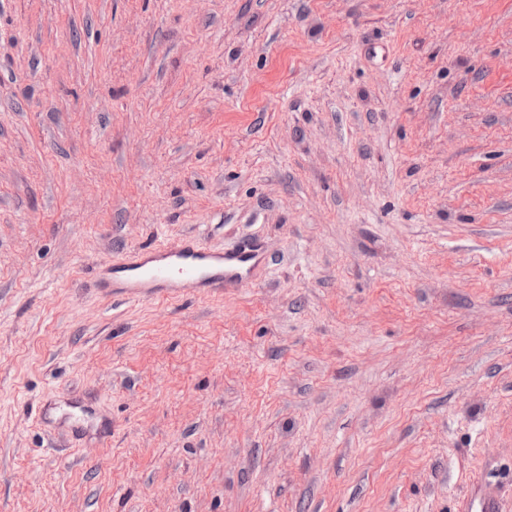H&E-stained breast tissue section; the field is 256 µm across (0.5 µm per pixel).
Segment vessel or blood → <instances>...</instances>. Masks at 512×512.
<instances>
[{
  "label": "vessel or blood",
  "mask_w": 512,
  "mask_h": 512,
  "mask_svg": "<svg viewBox=\"0 0 512 512\" xmlns=\"http://www.w3.org/2000/svg\"><path fill=\"white\" fill-rule=\"evenodd\" d=\"M261 259L256 245L239 249H210L194 238L175 244L130 251L124 259L99 273L101 286L128 299L175 298L180 293L206 288L220 293L235 288ZM462 512H500L497 499L471 489Z\"/></svg>",
  "instance_id": "1"
}]
</instances>
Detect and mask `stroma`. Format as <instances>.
I'll use <instances>...</instances> for the list:
<instances>
[{
    "label": "stroma",
    "instance_id": "35a3bbf8",
    "mask_svg": "<svg viewBox=\"0 0 512 512\" xmlns=\"http://www.w3.org/2000/svg\"><path fill=\"white\" fill-rule=\"evenodd\" d=\"M188 236L265 259L93 286ZM476 482L512 512V0H0V512ZM261 260L255 244L233 250L210 249L190 237L130 251L121 262L99 272V284L112 288V295L128 299L177 298L198 288L223 294L224 288L238 287Z\"/></svg>",
    "mask_w": 512,
    "mask_h": 512
}]
</instances>
